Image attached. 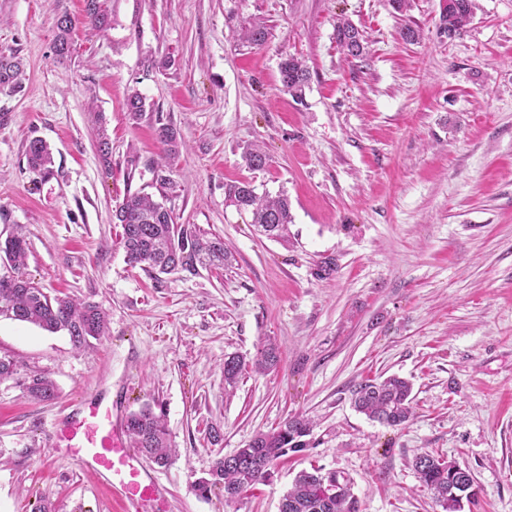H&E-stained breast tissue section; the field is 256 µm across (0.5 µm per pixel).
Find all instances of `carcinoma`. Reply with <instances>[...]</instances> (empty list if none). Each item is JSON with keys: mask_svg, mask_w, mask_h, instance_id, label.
I'll return each mask as SVG.
<instances>
[{"mask_svg": "<svg viewBox=\"0 0 512 512\" xmlns=\"http://www.w3.org/2000/svg\"><path fill=\"white\" fill-rule=\"evenodd\" d=\"M83 24L95 32L107 29L110 11L107 0H84ZM440 12L439 34L455 38L463 34L474 18L476 0H443ZM77 19L63 13L57 21L53 51L60 59L71 55L72 32ZM334 35L337 47L352 59L365 53L360 30L344 17L336 18ZM269 36L267 25L254 18L241 27L240 38L251 46L264 45ZM282 87L293 97L302 99L310 73L304 62L295 55H285L279 64ZM25 64L18 53L0 54V93L16 94L23 85ZM128 118L138 123L146 112V102L134 90L126 102ZM157 139L167 160L151 166L153 185L163 198L174 191L177 181L169 159L178 154L177 132L170 125L159 123ZM29 167L37 172L50 173L51 152L47 144L33 138L26 149ZM243 159L251 169H262L269 156L258 145L244 149ZM224 202L240 213L251 214V224L268 238L288 242V225L292 223L288 197L280 194L271 197L260 195L247 181L226 185ZM115 223L120 225L118 243L125 251L128 265L137 266L157 275L169 274L179 268L194 264L221 269L228 261L224 241L208 232L175 222L173 209L158 202L151 195L136 191L128 193L115 209ZM28 243L24 235L16 232L0 240V261L10 272L0 275V313L31 323L41 329L68 334L72 345L80 349L106 333L105 312L94 303H81L68 296H50L36 287L23 272ZM279 363L277 348L269 343L256 355L253 366L257 372L271 371ZM245 369V362L238 356L224 360V382L233 387ZM14 380L33 401H46L56 396L54 382L41 373L20 375L17 362L0 356V381ZM356 410L369 419L387 427H400L413 414L411 384L397 376L382 380L368 379L352 391ZM312 421L304 416L287 417L277 428L260 432L244 448L229 456L214 460L208 476L196 480L195 490L203 497L218 489L228 500L236 499L256 489L269 468L289 452L309 446L305 437L310 435ZM126 432L132 447L153 463L167 465L173 448L163 414H157L148 404L130 412L125 419ZM413 466L422 485L430 492L442 512H461L460 483L473 481L471 472L455 462H449L430 453L415 457ZM280 512H360L358 499L350 482L334 472L313 466L296 474L291 487L280 501Z\"/></svg>", "mask_w": 512, "mask_h": 512, "instance_id": "carcinoma-1", "label": "carcinoma"}]
</instances>
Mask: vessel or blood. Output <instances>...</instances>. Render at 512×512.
Listing matches in <instances>:
<instances>
[{
    "label": "vessel or blood",
    "instance_id": "vessel-or-blood-1",
    "mask_svg": "<svg viewBox=\"0 0 512 512\" xmlns=\"http://www.w3.org/2000/svg\"><path fill=\"white\" fill-rule=\"evenodd\" d=\"M114 410V405L101 400L91 403L71 415L61 438L85 468L104 474L135 512H142L143 507L159 501L161 486L130 448Z\"/></svg>",
    "mask_w": 512,
    "mask_h": 512
}]
</instances>
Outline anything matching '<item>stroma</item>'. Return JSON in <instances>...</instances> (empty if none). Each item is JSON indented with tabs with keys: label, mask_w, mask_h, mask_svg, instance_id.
Wrapping results in <instances>:
<instances>
[{
	"label": "stroma",
	"mask_w": 512,
	"mask_h": 512,
	"mask_svg": "<svg viewBox=\"0 0 512 512\" xmlns=\"http://www.w3.org/2000/svg\"><path fill=\"white\" fill-rule=\"evenodd\" d=\"M478 4L450 40L440 0H412L422 37L407 44L386 0H108L107 30L76 26L62 61L57 17H81L83 0H0V52L26 63L22 91L0 94V236L22 227L27 276L108 316L83 350L0 316V355L57 387L33 402L0 382V512L42 499L121 512L60 439L72 411L107 395L124 416L146 404L165 414L176 453L145 464L164 488L160 512H278L313 465L347 477L361 512H440L413 468L425 452L471 471L478 500L462 512H512V0ZM340 14L363 32V58L337 48ZM252 18L269 28L264 46L239 44ZM285 53L309 68L302 98L281 86ZM133 90L147 105L136 124ZM159 118L180 141L177 221L223 238V270L156 276L117 242L116 205L155 191ZM35 137L52 151L46 176L27 163ZM254 143L265 169L242 159ZM245 180L287 195V244L225 204V184ZM270 342L278 367H248L225 389V358L249 364ZM391 375L411 382L415 407L395 429L351 402L359 382ZM295 414L315 423L309 448L235 500L196 493L217 457Z\"/></svg>",
	"instance_id": "35a3bbf8"
}]
</instances>
